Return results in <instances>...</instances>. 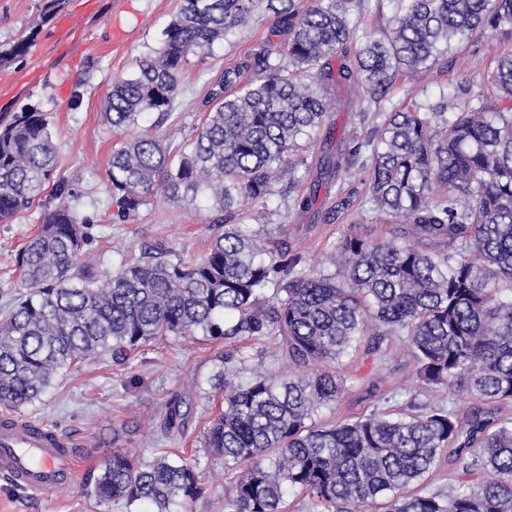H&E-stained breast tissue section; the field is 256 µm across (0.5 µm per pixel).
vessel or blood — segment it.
<instances>
[{
  "label": "vessel or blood",
  "instance_id": "vessel-or-blood-1",
  "mask_svg": "<svg viewBox=\"0 0 512 512\" xmlns=\"http://www.w3.org/2000/svg\"><path fill=\"white\" fill-rule=\"evenodd\" d=\"M77 457L54 430L21 418L0 426V476L31 497L57 500L75 479Z\"/></svg>",
  "mask_w": 512,
  "mask_h": 512
}]
</instances>
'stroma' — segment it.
I'll return each mask as SVG.
<instances>
[{
    "label": "stroma",
    "instance_id": "1",
    "mask_svg": "<svg viewBox=\"0 0 512 512\" xmlns=\"http://www.w3.org/2000/svg\"><path fill=\"white\" fill-rule=\"evenodd\" d=\"M45 0H0V46L27 37L26 52L0 64V113L23 105L46 113L57 145V175L80 173L78 212L89 221L85 258L94 269L110 271L121 260L138 257L144 247L162 243L195 260L206 255L218 225L206 208L181 207L155 199L135 219L120 220L107 188L112 153L123 137L104 122L103 103L113 80L130 73L136 58L158 47L161 33L174 17L179 0H62L49 19H42ZM286 33L280 17L259 8L249 24L216 42L205 63L185 69L183 92L161 133L167 144L189 141L200 127L205 100L228 64L246 60L257 45L278 48ZM512 50V26L488 31L456 45L448 61L425 75L399 76L380 110L367 109L359 83L332 84L329 117L307 140L297 180L281 177L276 193L251 228L267 247L303 248L309 264L324 262L349 234L379 239L391 225L370 209L366 171L354 167L345 183L322 175L323 159H344L353 136H365L382 121V113L425 103L440 91L465 88L468 96H484L488 71L496 57ZM356 194L353 211L334 213L338 188ZM41 206L0 222V305L15 292V257L41 223ZM389 363L375 370L362 351L350 352L341 368L347 385L336 409L318 414L322 421H350L373 409H385L392 389H402L397 404L411 390L412 362L403 343L386 340ZM233 356L239 378L257 370L279 374L288 365L270 339H216L210 336H163L149 342L121 363L104 358L64 373L52 392L23 407L21 417L47 425L72 442L93 450L100 459L120 448L143 462L162 452L177 454L195 465L204 478V492L188 512H224V489L232 477L222 460L204 447L209 423L220 412L224 393L214 375L224 356ZM185 400L187 418L180 433L163 429V415L173 396ZM93 463H81L76 486L56 503L31 500L0 478V512H127L123 504L101 502L88 483Z\"/></svg>",
    "mask_w": 512,
    "mask_h": 512
}]
</instances>
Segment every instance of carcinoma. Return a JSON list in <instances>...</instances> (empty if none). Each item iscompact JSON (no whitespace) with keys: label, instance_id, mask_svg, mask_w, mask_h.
<instances>
[{"label":"carcinoma","instance_id":"cac0c4a2","mask_svg":"<svg viewBox=\"0 0 512 512\" xmlns=\"http://www.w3.org/2000/svg\"><path fill=\"white\" fill-rule=\"evenodd\" d=\"M274 2L287 38L224 69L201 127L179 148L158 130L172 117L183 71L245 25L255 0H180L160 46L113 83L109 130L156 115L112 152L107 186L118 214L134 217L158 197L205 204L224 232L197 262L159 245L101 280L80 263L88 242V220L74 206L80 177H59L0 313V407L16 411L48 394L60 373L106 356L121 362L160 336H273L288 373L256 371L237 383L227 356L215 375L224 410L205 447L237 473L224 512H286L291 494L309 512H512V417L503 414L512 407V52L490 71L493 101L442 92L386 113L354 140L347 168L369 152L372 211L403 225L391 237L349 235L328 265L309 270L303 250L270 252L248 224L277 177L304 165L300 141L325 123L331 82H360L367 108L378 107L398 75L426 72L452 43L512 24V0H397L388 27L357 47L362 0ZM56 157L37 107L0 118L1 223L41 197ZM367 333L374 351L386 336L408 344L416 392L465 394L464 411L412 396L404 410L316 423L346 389L336 364ZM182 427L173 402L164 429ZM447 455L466 478L446 494L410 492ZM202 492L187 462L164 455L142 464L119 448L91 490L150 512L186 509Z\"/></svg>","mask_w":512,"mask_h":512}]
</instances>
